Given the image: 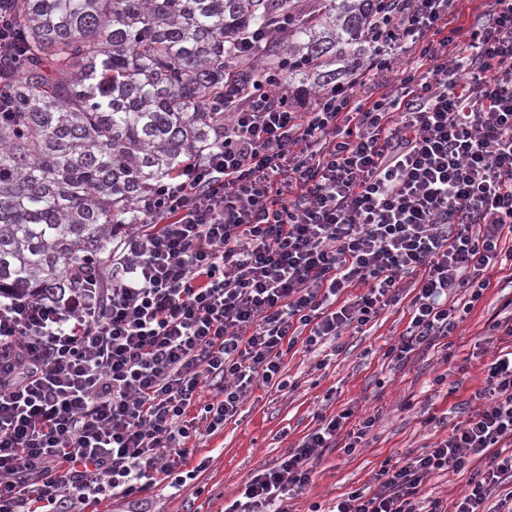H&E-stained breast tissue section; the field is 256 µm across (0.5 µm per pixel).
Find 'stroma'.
<instances>
[{
    "mask_svg": "<svg viewBox=\"0 0 512 512\" xmlns=\"http://www.w3.org/2000/svg\"><path fill=\"white\" fill-rule=\"evenodd\" d=\"M512 297V278L493 274L483 300L458 324L451 336L449 363L436 356L413 357L405 366L392 367L383 354L405 330L408 303L400 301L382 314L366 335H343V350L325 369H316L312 355L293 350L285 356L286 378L298 388L284 394L263 386L249 392L237 419L215 433L197 440L189 460L194 471L183 487L157 486L150 491L156 512H224V505L238 487L262 469L273 467L318 422L319 415L339 412L345 406L356 415H373L377 423L362 448L344 450V439L326 449L303 494L290 502L292 512H308L312 504L329 507L342 493L372 486L384 462L397 461L409 451L446 438L449 429L430 424L454 406L478 410L472 394L483 381L482 365L473 357L474 343L502 312ZM451 372L459 380L456 392L434 379ZM485 460L473 457L468 470L432 475L422 485L423 495L452 507L473 471Z\"/></svg>",
    "mask_w": 512,
    "mask_h": 512,
    "instance_id": "1",
    "label": "stroma"
}]
</instances>
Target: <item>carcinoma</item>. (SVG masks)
Masks as SVG:
<instances>
[{
  "instance_id": "1",
  "label": "carcinoma",
  "mask_w": 512,
  "mask_h": 512,
  "mask_svg": "<svg viewBox=\"0 0 512 512\" xmlns=\"http://www.w3.org/2000/svg\"><path fill=\"white\" fill-rule=\"evenodd\" d=\"M381 0H11L18 52L0 60V287L30 298L104 273L143 201L224 140L207 102L224 76L288 54L296 91L359 70ZM288 15L240 60L245 35Z\"/></svg>"
}]
</instances>
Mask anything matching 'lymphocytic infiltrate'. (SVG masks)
Listing matches in <instances>:
<instances>
[{"mask_svg": "<svg viewBox=\"0 0 512 512\" xmlns=\"http://www.w3.org/2000/svg\"><path fill=\"white\" fill-rule=\"evenodd\" d=\"M367 25L356 85L402 73L380 96L224 83V140L156 187L112 248L108 279L35 299L0 292V512H85L107 499L152 512L150 489L185 466L189 444L234 418L254 382L272 384L296 345L313 353L362 331L412 290L410 320L386 359L447 353L492 272L512 271V0H493L454 54L455 0H388ZM485 408L448 436L383 464L373 492L328 510L443 512L423 481L487 458L454 512L489 504L512 480V349L484 366ZM214 388L203 399L204 388ZM352 410L320 418L224 512H288L339 435L372 431Z\"/></svg>", "mask_w": 512, "mask_h": 512, "instance_id": "1", "label": "lymphocytic infiltrate"}]
</instances>
